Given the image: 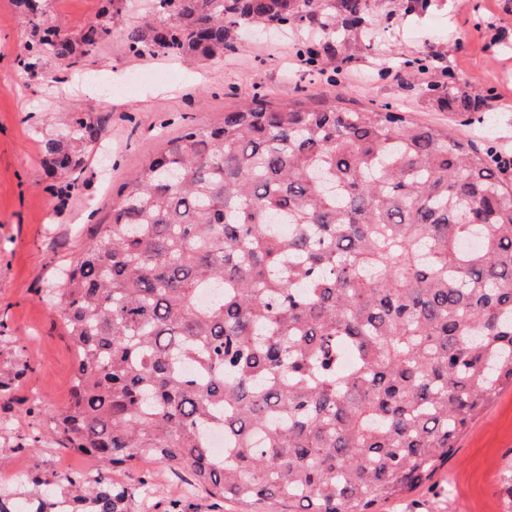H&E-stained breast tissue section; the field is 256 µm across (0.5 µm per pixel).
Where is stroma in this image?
Here are the masks:
<instances>
[{
    "instance_id": "1",
    "label": "stroma",
    "mask_w": 512,
    "mask_h": 512,
    "mask_svg": "<svg viewBox=\"0 0 512 512\" xmlns=\"http://www.w3.org/2000/svg\"><path fill=\"white\" fill-rule=\"evenodd\" d=\"M65 32L98 20L106 0H44ZM31 38L15 0H0V417L11 421L0 442L12 448L0 486L17 488L32 472L96 469L94 458L47 439L19 447L32 429L48 431L51 414L70 399L74 350L62 314L45 299L60 268L109 223L119 189L186 125L220 122L251 93L274 103H337L359 109L391 103L414 120L449 126L475 144L476 116L498 120V147L512 157V0H369L364 23L317 66L302 62L299 33H246L219 61L137 57L122 34L67 68L44 58L24 74L19 55ZM475 91L472 109L449 112L452 90ZM106 123L98 139L76 149L82 163L50 172L44 142L62 137L65 114ZM40 399L41 413L30 412ZM118 483L150 480L149 499L134 512H229L207 498L192 474L139 462L112 474ZM381 512H512V388L470 424L455 455L434 476Z\"/></svg>"
}]
</instances>
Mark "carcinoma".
<instances>
[{
    "label": "carcinoma",
    "mask_w": 512,
    "mask_h": 512,
    "mask_svg": "<svg viewBox=\"0 0 512 512\" xmlns=\"http://www.w3.org/2000/svg\"><path fill=\"white\" fill-rule=\"evenodd\" d=\"M368 0H123L68 34L42 0L22 68L74 67L119 32L136 56L222 58L240 31L313 25L323 49ZM99 122L68 117L53 168ZM484 147L383 104H273L259 92L187 126L118 193L50 293L76 364L55 440L100 464L0 491V512H131L111 472L187 469L238 512H379L430 479L512 387V187ZM229 437L224 456L208 429Z\"/></svg>",
    "instance_id": "obj_1"
}]
</instances>
